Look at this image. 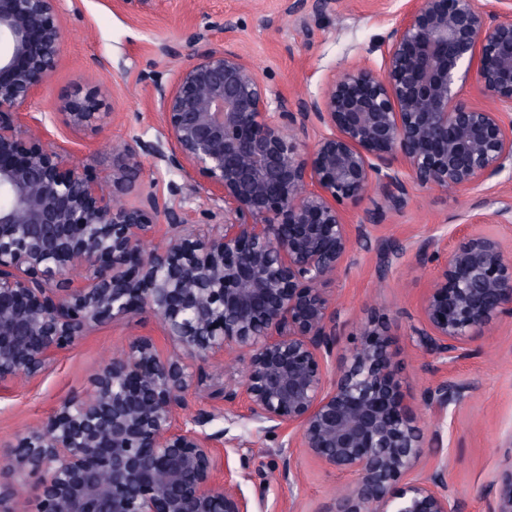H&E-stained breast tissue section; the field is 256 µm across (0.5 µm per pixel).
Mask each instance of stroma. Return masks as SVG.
I'll return each mask as SVG.
<instances>
[{
    "label": "stroma",
    "mask_w": 512,
    "mask_h": 512,
    "mask_svg": "<svg viewBox=\"0 0 512 512\" xmlns=\"http://www.w3.org/2000/svg\"><path fill=\"white\" fill-rule=\"evenodd\" d=\"M405 3L342 0L330 10L308 7L292 13L289 0H146L142 5L60 0L56 22L64 42L35 107L43 115L44 140L67 152L88 176L111 175L120 163L113 143L163 141L152 82L171 83L187 63V55L172 49L188 25L204 30L210 42L233 44L273 93L295 103L318 96L328 79L352 66L381 62L384 38ZM89 91L98 93L106 117L100 126L73 128L63 115L65 104ZM152 185L184 212L188 229L223 222V202L186 189L180 175L153 157L145 158L132 176L124 202L139 204ZM463 234L492 236L512 249V169L477 191L410 187L398 209L376 216L370 246L353 251L324 288L337 307V359L360 345L368 319L384 322L405 398L425 435H438L448 460L450 494L459 499L462 512H488L496 480L512 467V316L495 321L465 356L445 367L411 341L420 300L438 272L437 261L418 257L416 247L435 239L449 249ZM387 241L402 243L406 252L386 269L378 249ZM138 336L151 337L162 357L171 356L162 328L149 310L140 309L77 339L42 376L0 390V512H10L14 485L27 484L34 493L41 479L15 469L11 452L18 439L45 422L62 400L85 399L94 370ZM247 363L248 354L241 351L232 366L220 360L202 365L178 420L204 418L202 430L211 436L212 447L229 454L228 470H216V479L231 475L249 499L264 496V512H327L330 486L347 483L346 475L298 453L299 483L268 484L282 466L288 431L253 419L243 402L225 411L224 386L241 380ZM446 379L467 392L461 403L440 413L426 404L425 394Z\"/></svg>",
    "instance_id": "35a3bbf8"
}]
</instances>
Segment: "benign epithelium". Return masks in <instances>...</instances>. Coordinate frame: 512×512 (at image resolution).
<instances>
[{
	"label": "benign epithelium",
	"instance_id": "7a95c632",
	"mask_svg": "<svg viewBox=\"0 0 512 512\" xmlns=\"http://www.w3.org/2000/svg\"><path fill=\"white\" fill-rule=\"evenodd\" d=\"M491 20L477 0H411L388 31L380 66L365 61L296 105L271 91L236 49L197 33L171 86L154 85L168 152L134 140L92 179L49 148L30 108L64 39L57 0H0V389L40 375L93 326L148 309L178 349L161 359L138 337L14 447L42 475L36 512H253L238 484L215 479L207 435L177 423L199 363L249 355L224 386V409L292 432L298 448L353 477L329 512H458L448 463L406 404L384 323L336 365V304L323 285L369 237L373 212L408 187L473 191L512 163V0ZM488 101L475 108L463 89ZM65 108L74 128L104 116L94 93ZM157 154L168 170L224 202V223L172 235L144 252L159 221L182 214L149 190L122 201L131 170ZM369 201L351 224L344 207ZM512 315V253L463 234L421 303L414 335L442 365ZM463 388L426 393L444 412ZM299 472L283 458L275 482ZM490 512H512V468Z\"/></svg>",
	"mask_w": 512,
	"mask_h": 512
}]
</instances>
